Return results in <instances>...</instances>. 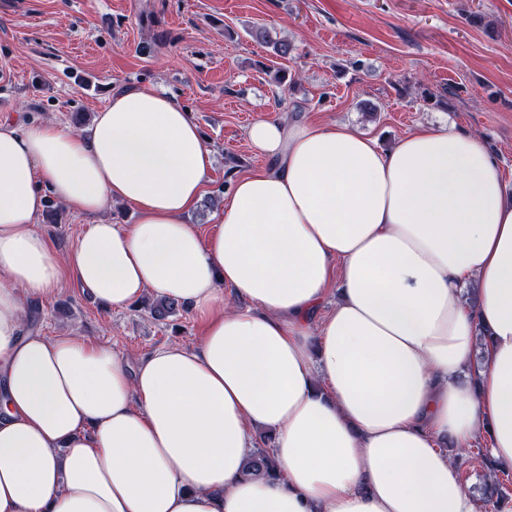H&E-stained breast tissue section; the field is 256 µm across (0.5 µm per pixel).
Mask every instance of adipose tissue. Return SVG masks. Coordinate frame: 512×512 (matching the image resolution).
Here are the masks:
<instances>
[{"mask_svg": "<svg viewBox=\"0 0 512 512\" xmlns=\"http://www.w3.org/2000/svg\"><path fill=\"white\" fill-rule=\"evenodd\" d=\"M248 140L269 164L205 238L185 218L213 150L174 95L115 91L82 131L0 122V512H476L446 447L512 468V200L483 141ZM50 196L94 220L63 254L35 228ZM117 204L134 223L97 222ZM66 276L188 304L203 334L126 361L28 329ZM258 429L278 477L244 472Z\"/></svg>", "mask_w": 512, "mask_h": 512, "instance_id": "adipose-tissue-1", "label": "adipose tissue"}]
</instances>
